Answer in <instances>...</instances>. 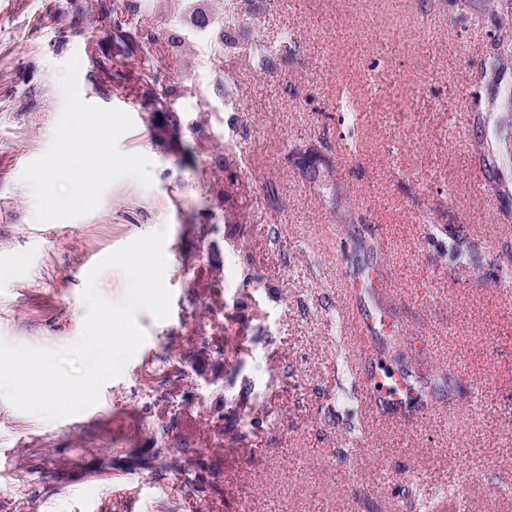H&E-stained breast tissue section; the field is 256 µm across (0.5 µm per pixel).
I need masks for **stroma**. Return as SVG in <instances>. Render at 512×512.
I'll return each instance as SVG.
<instances>
[{
  "label": "stroma",
  "mask_w": 512,
  "mask_h": 512,
  "mask_svg": "<svg viewBox=\"0 0 512 512\" xmlns=\"http://www.w3.org/2000/svg\"><path fill=\"white\" fill-rule=\"evenodd\" d=\"M510 3L199 0L235 19L221 69L204 39L168 46L185 0H151L139 31L164 45L183 124L163 148L142 59L98 0H0V338L74 343L89 261L161 228L172 292L169 318L137 314L146 340L93 406L47 421L0 398V512H419L421 494L429 512H512V291L497 269L512 256V59L483 65ZM284 33L295 51L257 69L252 45ZM74 55L82 99L132 117L118 146L151 160L152 185L120 180L91 214L41 223L20 175L51 143L58 68ZM96 56L122 65L127 91L109 90ZM309 144L361 223H337L305 181L294 150ZM214 188L247 231L210 216ZM450 226L479 268L457 258ZM380 268L385 298L348 291ZM228 308L265 330L239 357L206 331ZM383 313L411 366L447 369L434 410L402 425L359 394L382 342L358 330ZM239 417L261 425L234 447ZM186 448L218 492L187 484Z\"/></svg>",
  "instance_id": "obj_1"
}]
</instances>
